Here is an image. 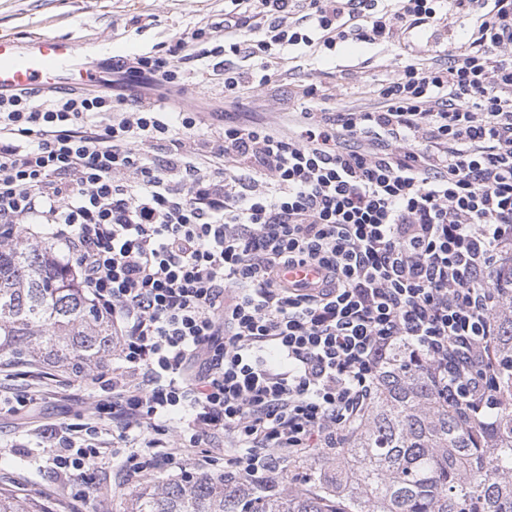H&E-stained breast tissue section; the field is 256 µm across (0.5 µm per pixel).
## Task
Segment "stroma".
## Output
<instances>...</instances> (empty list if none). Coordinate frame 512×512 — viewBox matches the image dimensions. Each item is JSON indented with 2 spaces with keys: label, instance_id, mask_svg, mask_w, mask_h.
<instances>
[{
  "label": "stroma",
  "instance_id": "1",
  "mask_svg": "<svg viewBox=\"0 0 512 512\" xmlns=\"http://www.w3.org/2000/svg\"><path fill=\"white\" fill-rule=\"evenodd\" d=\"M224 0H0V36L27 41L43 35L90 40L113 46L127 55L144 54L171 44L186 29L219 23ZM467 29L458 14L434 28L407 37L405 45L356 39L321 54L290 47L274 63V76L259 96L244 100L239 109L263 119L269 98L299 104L302 87L314 83L337 86L345 100L364 103L378 80L413 59H434L461 45ZM0 388L16 395L31 390L43 397L29 417L0 412V487L45 503L48 512H126L133 486L124 480L126 449H114V461L90 469L93 490L88 499L73 500L70 489L49 468L51 454L41 436L43 426L81 410L92 400L90 387L69 373L50 368L27 371L23 366L0 370Z\"/></svg>",
  "mask_w": 512,
  "mask_h": 512
}]
</instances>
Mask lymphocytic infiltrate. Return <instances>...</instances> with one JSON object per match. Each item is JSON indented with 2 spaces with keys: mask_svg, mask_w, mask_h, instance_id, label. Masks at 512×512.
Returning <instances> with one entry per match:
<instances>
[{
  "mask_svg": "<svg viewBox=\"0 0 512 512\" xmlns=\"http://www.w3.org/2000/svg\"><path fill=\"white\" fill-rule=\"evenodd\" d=\"M452 10L470 37L446 60L408 63L337 112L308 84L270 125L119 93L0 94V244L46 227L118 360L82 374L78 422L44 429L57 478L86 496L105 447L128 449L130 484L219 448L225 473L270 484L281 462L341 446L400 345L441 398L495 409L512 0H224L223 43L197 27L112 71L171 92L218 79L236 103L286 47L391 41ZM294 266L321 276L284 280Z\"/></svg>",
  "mask_w": 512,
  "mask_h": 512,
  "instance_id": "1",
  "label": "lymphocytic infiltrate"
}]
</instances>
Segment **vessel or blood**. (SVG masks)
<instances>
[{
	"label": "vessel or blood",
	"mask_w": 512,
	"mask_h": 512,
	"mask_svg": "<svg viewBox=\"0 0 512 512\" xmlns=\"http://www.w3.org/2000/svg\"><path fill=\"white\" fill-rule=\"evenodd\" d=\"M112 69L93 44L42 36L25 43L0 38V93L107 86Z\"/></svg>",
	"instance_id": "b4317fda"
}]
</instances>
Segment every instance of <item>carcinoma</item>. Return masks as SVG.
Masks as SVG:
<instances>
[{
	"label": "carcinoma",
	"mask_w": 512,
	"mask_h": 512,
	"mask_svg": "<svg viewBox=\"0 0 512 512\" xmlns=\"http://www.w3.org/2000/svg\"><path fill=\"white\" fill-rule=\"evenodd\" d=\"M67 262L45 239L0 248V366L46 363L72 372L112 354L100 317ZM502 288L495 349L499 404L474 418L440 398L427 372L397 350L366 412L305 487L288 476L267 487L221 472L154 483L127 512H512V257L495 271ZM0 512H45L0 488Z\"/></svg>",
	"instance_id": "carcinoma-1"
}]
</instances>
